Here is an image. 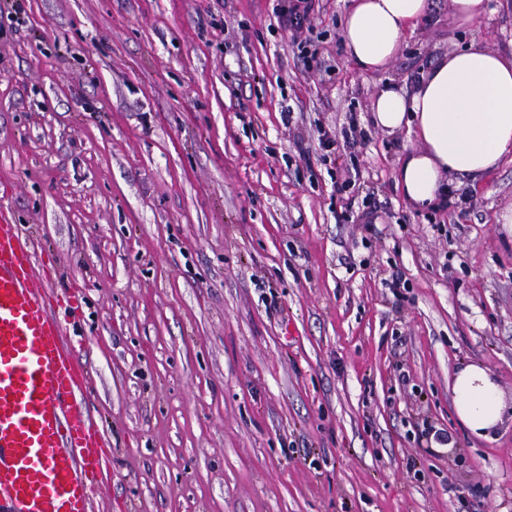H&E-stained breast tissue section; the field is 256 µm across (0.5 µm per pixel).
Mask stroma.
I'll return each instance as SVG.
<instances>
[{
    "instance_id": "35a3bbf8",
    "label": "stroma",
    "mask_w": 512,
    "mask_h": 512,
    "mask_svg": "<svg viewBox=\"0 0 512 512\" xmlns=\"http://www.w3.org/2000/svg\"><path fill=\"white\" fill-rule=\"evenodd\" d=\"M276 3L25 0L0 29V211L83 296L95 512H512V426L473 437L451 394L479 362L512 402V155L416 210L417 140L371 121L387 80L511 46L512 10L464 31L432 0L366 73L352 0H319L307 60Z\"/></svg>"
}]
</instances>
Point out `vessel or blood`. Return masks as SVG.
<instances>
[{
	"label": "vessel or blood",
	"instance_id": "vessel-or-blood-1",
	"mask_svg": "<svg viewBox=\"0 0 512 512\" xmlns=\"http://www.w3.org/2000/svg\"><path fill=\"white\" fill-rule=\"evenodd\" d=\"M21 225L0 214V512H92L108 445L83 415L88 373L67 335L82 296L60 294Z\"/></svg>",
	"mask_w": 512,
	"mask_h": 512
}]
</instances>
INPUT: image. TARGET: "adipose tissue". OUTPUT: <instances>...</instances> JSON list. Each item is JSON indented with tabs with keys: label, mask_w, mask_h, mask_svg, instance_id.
I'll return each mask as SVG.
<instances>
[{
	"label": "adipose tissue",
	"mask_w": 512,
	"mask_h": 512,
	"mask_svg": "<svg viewBox=\"0 0 512 512\" xmlns=\"http://www.w3.org/2000/svg\"><path fill=\"white\" fill-rule=\"evenodd\" d=\"M429 0H353L342 40L360 70H386L425 15ZM373 121L393 132L413 128L420 142L398 161L397 184L416 209L460 200L478 188L512 153V50L479 40L440 55L414 89L384 83L372 103ZM458 420L474 436L491 439L506 405L490 370L476 363L453 378Z\"/></svg>",
	"instance_id": "adipose-tissue-1"
}]
</instances>
